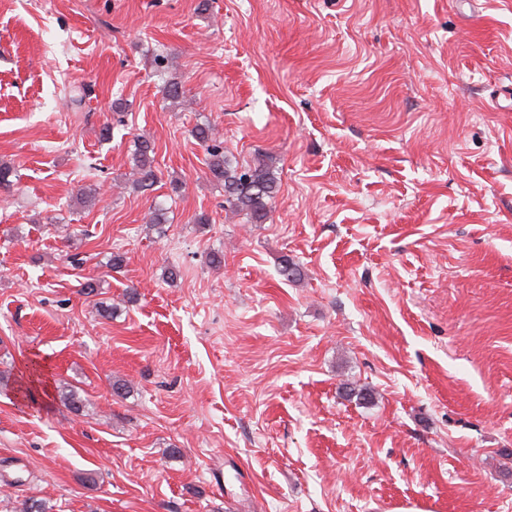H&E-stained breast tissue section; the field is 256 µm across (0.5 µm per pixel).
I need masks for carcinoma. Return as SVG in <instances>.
Returning <instances> with one entry per match:
<instances>
[{"instance_id": "cac0c4a2", "label": "carcinoma", "mask_w": 512, "mask_h": 512, "mask_svg": "<svg viewBox=\"0 0 512 512\" xmlns=\"http://www.w3.org/2000/svg\"><path fill=\"white\" fill-rule=\"evenodd\" d=\"M152 153L154 147L147 141L135 146L132 160L134 170L140 174L138 186L142 188L151 186L155 178ZM210 156L209 172L224 184V203L229 210L244 214L254 224L262 223L268 215L269 202L279 190L271 166L258 158L252 165L240 169L232 165L217 146L210 148Z\"/></svg>"}]
</instances>
